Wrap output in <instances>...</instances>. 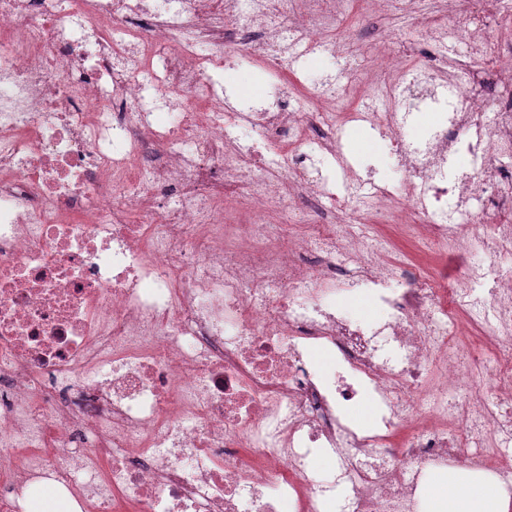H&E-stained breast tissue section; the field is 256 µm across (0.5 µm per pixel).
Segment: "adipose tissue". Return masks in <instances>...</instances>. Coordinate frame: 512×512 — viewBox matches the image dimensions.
I'll return each instance as SVG.
<instances>
[{
    "label": "adipose tissue",
    "instance_id": "adipose-tissue-1",
    "mask_svg": "<svg viewBox=\"0 0 512 512\" xmlns=\"http://www.w3.org/2000/svg\"><path fill=\"white\" fill-rule=\"evenodd\" d=\"M426 493L424 512H512L499 484L491 479L454 483L445 474H435Z\"/></svg>",
    "mask_w": 512,
    "mask_h": 512
}]
</instances>
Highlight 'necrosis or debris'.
Listing matches in <instances>:
<instances>
[{
    "mask_svg": "<svg viewBox=\"0 0 512 512\" xmlns=\"http://www.w3.org/2000/svg\"><path fill=\"white\" fill-rule=\"evenodd\" d=\"M390 7L426 23L419 64L383 44L349 68L343 17ZM509 29L512 0H0V512L55 488L82 512H328L340 486V512H421L448 467L511 496ZM233 32L280 76L304 50L336 71L222 101ZM349 125L396 179L353 173ZM361 290L378 320L342 312Z\"/></svg>",
    "mask_w": 512,
    "mask_h": 512,
    "instance_id": "necrosis-or-debris-1",
    "label": "necrosis or debris"
}]
</instances>
